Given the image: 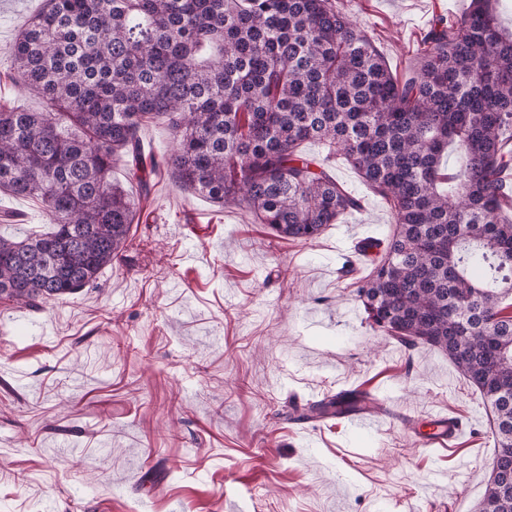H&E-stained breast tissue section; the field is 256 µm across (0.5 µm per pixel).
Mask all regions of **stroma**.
<instances>
[{
	"label": "stroma",
	"mask_w": 512,
	"mask_h": 512,
	"mask_svg": "<svg viewBox=\"0 0 512 512\" xmlns=\"http://www.w3.org/2000/svg\"><path fill=\"white\" fill-rule=\"evenodd\" d=\"M340 3L400 77L469 0ZM44 5L0 0V108H48L13 65ZM332 170L361 208L300 243L159 169L96 282L38 312L0 302V512H477L488 408L447 355L369 325L355 239H384L390 215ZM49 228L40 200L0 194L1 234ZM351 390L383 409L370 439L288 417L290 400ZM434 413L459 421L455 447L417 444Z\"/></svg>",
	"instance_id": "obj_1"
}]
</instances>
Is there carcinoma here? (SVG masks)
<instances>
[{
  "label": "carcinoma",
  "instance_id": "1",
  "mask_svg": "<svg viewBox=\"0 0 512 512\" xmlns=\"http://www.w3.org/2000/svg\"><path fill=\"white\" fill-rule=\"evenodd\" d=\"M13 59L52 110L0 111V192L40 198L52 231L0 236L1 302L38 310L121 254L138 198L112 165L147 188L149 121L172 135L176 182L287 240L361 208L330 174L340 159L394 224L357 282L371 326L446 354L491 408L494 457L512 449V29L498 0L439 18L401 79L334 0H47ZM366 399L340 392L309 411ZM478 509L512 512V496L490 480Z\"/></svg>",
  "mask_w": 512,
  "mask_h": 512
}]
</instances>
